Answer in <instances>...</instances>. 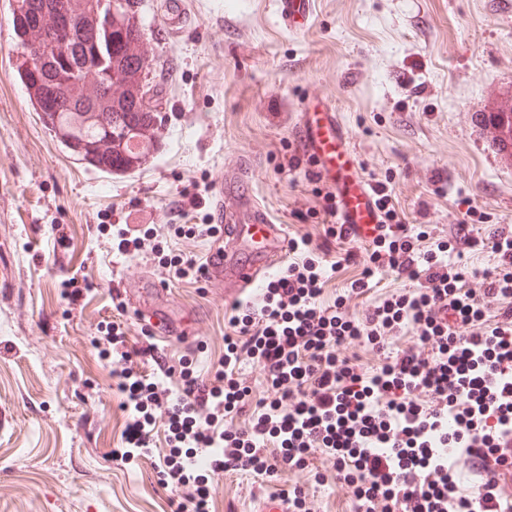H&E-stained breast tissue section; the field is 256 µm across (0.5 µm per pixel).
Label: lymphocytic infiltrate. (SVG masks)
I'll use <instances>...</instances> for the list:
<instances>
[{"label": "lymphocytic infiltrate", "instance_id": "1", "mask_svg": "<svg viewBox=\"0 0 512 512\" xmlns=\"http://www.w3.org/2000/svg\"><path fill=\"white\" fill-rule=\"evenodd\" d=\"M383 232L368 246L369 264L350 291L362 295L376 271L390 270L411 289L390 295L354 319L343 303L320 304L326 283L307 240H290L289 262L260 302L235 309L224 367L211 383L182 368L180 396L132 367L121 323L110 325L113 376L134 417L127 448L148 447L157 417L167 420L169 454L161 481L177 492L174 512H208L207 473L250 471L265 484L301 467L308 456L334 459L351 488L357 512H512L497 490L499 443L512 437V235H494L487 285L451 253L474 247L467 222L452 225L436 251L422 253L419 236L402 225L384 183L374 185ZM409 332L421 349H405L396 362L365 373L338 359V347L370 345L384 352L390 337ZM259 363L275 393L257 404L248 432L224 421L249 388L236 365L241 355ZM276 439L268 458L260 441ZM461 448L464 466L478 476L474 494L461 493L454 468L440 449Z\"/></svg>", "mask_w": 512, "mask_h": 512}]
</instances>
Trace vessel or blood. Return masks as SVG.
Wrapping results in <instances>:
<instances>
[{
    "mask_svg": "<svg viewBox=\"0 0 512 512\" xmlns=\"http://www.w3.org/2000/svg\"><path fill=\"white\" fill-rule=\"evenodd\" d=\"M274 7L279 24L299 34L314 18L315 0H274ZM185 18L184 0H165L162 26L168 37L185 33ZM300 114L297 144L303 158L321 183L335 190L337 216L349 237L372 243L381 232L380 212L371 186L353 173L354 158L339 113L328 101L313 97L302 104ZM475 124L491 134L493 153L512 162V113L479 112ZM215 198L224 229L204 256V273L207 279L221 277L234 283L233 292L224 297L225 306L232 309L244 305L286 265L288 238L239 175L219 179Z\"/></svg>",
    "mask_w": 512,
    "mask_h": 512,
    "instance_id": "vessel-or-blood-1",
    "label": "vessel or blood"
}]
</instances>
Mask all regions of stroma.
Wrapping results in <instances>:
<instances>
[{
    "mask_svg": "<svg viewBox=\"0 0 512 512\" xmlns=\"http://www.w3.org/2000/svg\"><path fill=\"white\" fill-rule=\"evenodd\" d=\"M150 31L142 50L162 89L159 143L151 159L123 174L76 160L44 127L21 84L15 42L0 49V512H171L173 493L155 464L168 450L154 429L151 453L130 463L128 413L99 353L103 331L123 322L126 344L146 337L128 307L147 279L166 280L169 298L151 304L199 338L194 351L159 343L173 367L191 361L209 379L224 361L229 309L224 284L178 278L163 257L202 261L211 242L176 225L214 212V183L243 173L289 237L326 248L336 265L320 298L346 297L351 317L409 288L390 271L347 298L368 263L365 246L333 239L314 218L320 206L303 172L288 170L299 102L332 103L349 132L357 169L385 183L409 233L432 249L449 225L483 214L477 247L461 263L493 266L482 242L512 227V165L493 163L475 113L512 109V0H316L304 33L277 22L271 0H186L192 24L166 39L163 0H141ZM205 189L202 210L179 217V191ZM148 228L161 252L112 250V227ZM79 277L83 295L66 285ZM249 394L227 429L246 431L258 401L271 399L262 366L242 357ZM306 489L307 512H353L350 489L332 460L316 455L282 473L276 488ZM211 512H254L268 492L253 476L228 471L209 481Z\"/></svg>",
    "mask_w": 512,
    "mask_h": 512,
    "instance_id": "stroma-1",
    "label": "stroma"
}]
</instances>
